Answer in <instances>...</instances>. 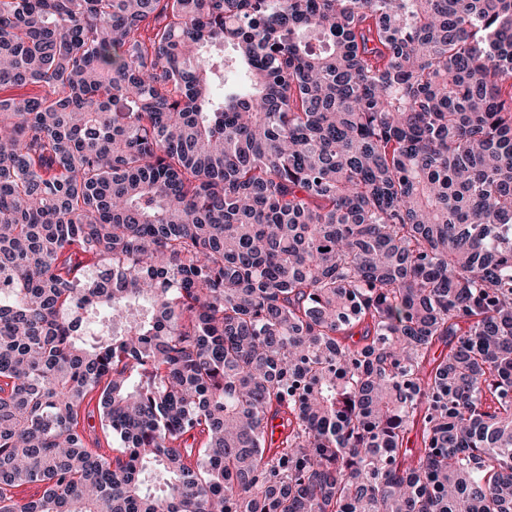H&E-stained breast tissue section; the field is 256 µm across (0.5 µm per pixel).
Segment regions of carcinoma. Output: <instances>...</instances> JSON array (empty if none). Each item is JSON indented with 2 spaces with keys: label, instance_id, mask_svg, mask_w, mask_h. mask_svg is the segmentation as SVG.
Returning <instances> with one entry per match:
<instances>
[{
  "label": "carcinoma",
  "instance_id": "1",
  "mask_svg": "<svg viewBox=\"0 0 512 512\" xmlns=\"http://www.w3.org/2000/svg\"><path fill=\"white\" fill-rule=\"evenodd\" d=\"M0 512H512V0H0Z\"/></svg>",
  "mask_w": 512,
  "mask_h": 512
}]
</instances>
